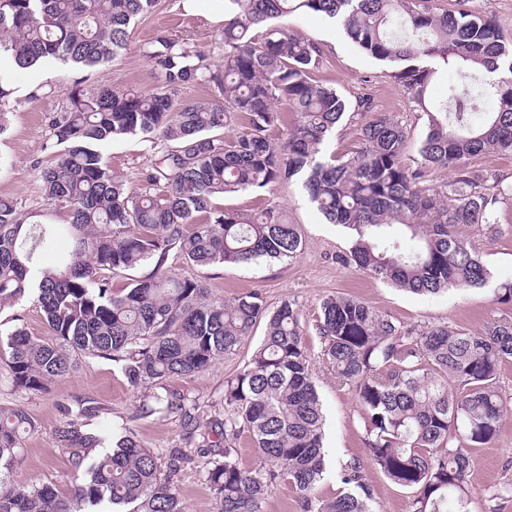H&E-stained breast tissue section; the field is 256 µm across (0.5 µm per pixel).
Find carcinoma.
Masks as SVG:
<instances>
[{"label": "carcinoma", "mask_w": 512, "mask_h": 512, "mask_svg": "<svg viewBox=\"0 0 512 512\" xmlns=\"http://www.w3.org/2000/svg\"><path fill=\"white\" fill-rule=\"evenodd\" d=\"M161 2L0 0V64L106 67ZM309 12L341 23L362 51L387 63L427 116L420 164L406 163L407 129L374 112L371 98L351 106L311 78L319 48L276 23ZM216 53L217 73L207 63ZM143 55L158 80L154 92L88 89L79 77L49 117L46 149L56 155L38 181L47 203L66 213L61 229L72 247L64 266L37 262L54 233L26 223L18 202L0 198V306L29 297L48 326L35 337L17 324L0 348L8 351L7 381L26 393L63 379L75 351L120 364L130 386L148 390L136 416L178 420L185 447L160 457L127 425L112 431L108 447L78 424L101 407L73 399L62 405L67 421L55 441L75 483L67 493L0 483V512H96L105 501L132 512H183L178 475L187 468L209 485L219 512H261L277 481L295 490L305 512H372L359 461L345 466L334 499H315L327 476L325 420L297 305L284 300L271 310L256 292L211 301L167 261L173 251L199 267L292 261L304 241L282 208L245 214L218 210L213 199L296 177L325 222L345 229L343 261L367 276L419 295L486 287L493 274L460 228L492 229L500 198L512 197V187L480 192L486 178L470 166L486 152L512 154V37L464 8L438 13L428 0H224V21L208 49L160 33ZM440 73L468 83L448 85V99L433 105L428 90ZM202 82L215 83L220 97L178 102L186 85ZM281 103L297 121L274 139ZM15 105L11 81L0 73V134ZM351 109L369 115L359 146L339 158L321 154ZM236 124L243 131L224 140ZM130 135L165 145L141 172L137 194L102 154ZM438 169L454 177L436 185L430 173ZM146 265L149 274L112 288L114 277ZM261 322L262 342L224 384V420L200 424L199 400L169 381L236 354ZM316 330L336 383L354 397L369 460L412 494V512H471L473 450L497 439L508 412L499 377L512 360V319L480 332L420 329L336 295L321 302ZM27 429L34 423L24 409L0 407V470L13 468ZM245 432L261 451L255 468L235 452Z\"/></svg>", "instance_id": "carcinoma-1"}]
</instances>
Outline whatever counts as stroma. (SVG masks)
I'll list each match as a JSON object with an SVG mask.
<instances>
[{"label":"stroma","instance_id":"1","mask_svg":"<svg viewBox=\"0 0 512 512\" xmlns=\"http://www.w3.org/2000/svg\"><path fill=\"white\" fill-rule=\"evenodd\" d=\"M286 23L320 49V64L312 74L313 79L335 88L351 102L361 96L371 97L376 111L407 126L410 140L405 160L411 165L419 163L418 147L427 118L414 110L402 88L390 77L389 65L358 50L335 20L315 14L291 15ZM218 27L214 13L186 10L183 0H162L160 9L134 28L124 55L101 70L87 73L86 84L152 92L157 82L143 51L153 37L164 33L204 47L213 42ZM74 78L73 72L54 64L14 75L19 103L8 116L7 132L0 136V196L17 200L35 224L66 221L62 210H48L37 173L39 167L51 160L45 149L48 118L59 110ZM40 83L50 85L51 93L36 101L28 100L30 88ZM103 155L112 171L133 192L140 190L139 174L154 157L145 142L136 137L112 142L104 147ZM272 203L286 211L290 223L302 228L305 247L293 261L271 266L261 263L191 267L173 255L168 265L178 276L201 281L212 300H230L257 291L272 308L286 299L297 304L326 418L327 477L316 489V498L325 501L335 497L341 488L342 468L359 460L372 489L373 512H410L409 493L392 485L368 463L362 442L363 422L353 396L348 389L337 386L322 357L321 340L315 329L320 303L327 296L345 293L361 298L407 326L449 325L471 332L483 330L492 319L512 317V304L496 303L488 287L420 296L356 272L342 261L348 249L343 229L323 222L297 181L279 184L271 191L255 189L216 200L219 207L252 214ZM462 233L478 248L495 279H512L511 199L498 204L494 231L471 225L463 227ZM18 323L24 324L31 335L47 333L44 315L33 300L23 299L0 307V334L8 333ZM263 331V326H256L235 355L220 358L205 372L172 381V388L199 398L201 422L223 418L224 382L247 362ZM140 396V390L128 384L120 365L109 359L79 358L71 374L56 382L50 392L36 395L15 391L0 375V406L22 407L36 424L34 431L23 433L19 462L5 475V482L30 480L67 492L69 464L54 440V433L66 421L59 405L72 397L90 399L101 406L100 416L91 422L93 429L130 423L141 444L161 456L167 449L182 446L183 431L178 420L159 414L135 418ZM474 457L471 510L483 512L486 489L512 484V412L504 417L497 440L476 449Z\"/></svg>","mask_w":512,"mask_h":512}]
</instances>
